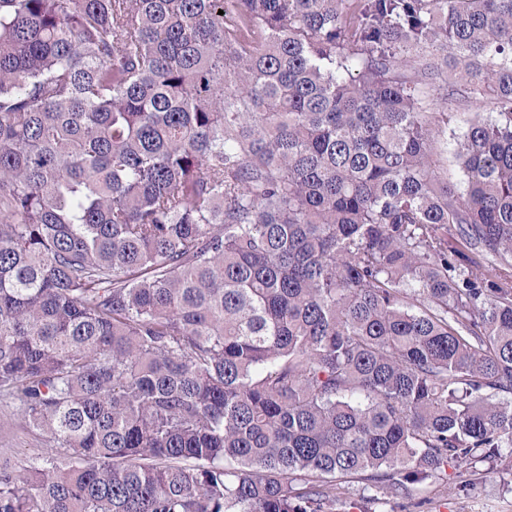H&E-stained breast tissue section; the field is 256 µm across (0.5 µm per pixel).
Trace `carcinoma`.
Returning a JSON list of instances; mask_svg holds the SVG:
<instances>
[{"instance_id": "1", "label": "carcinoma", "mask_w": 512, "mask_h": 512, "mask_svg": "<svg viewBox=\"0 0 512 512\" xmlns=\"http://www.w3.org/2000/svg\"><path fill=\"white\" fill-rule=\"evenodd\" d=\"M223 14H218V11ZM486 100L441 169L448 113ZM0 512H358L512 448V0H0ZM428 107L430 112H451L448 126L445 128L443 140L445 147L448 146V152L444 154V167L447 169L448 182L457 188H463V174L458 168L455 156L457 143L462 139L468 125L469 119L475 114L480 113L485 118L494 116L490 105L485 101L474 102L468 108H458L454 103L445 101L437 92H431L428 97ZM47 435L30 430L10 408L0 405V457L13 464H26L51 448ZM2 446V447H1ZM344 489L340 490L338 501L336 502L335 512H358L357 509L352 508L354 503L359 504L363 496L372 494V491L367 487L363 480H354L349 483L341 484Z\"/></svg>"}]
</instances>
